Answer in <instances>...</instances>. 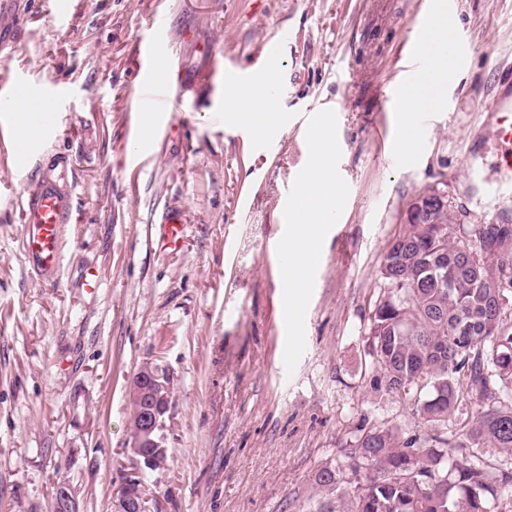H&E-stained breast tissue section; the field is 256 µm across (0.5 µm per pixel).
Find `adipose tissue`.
I'll return each mask as SVG.
<instances>
[{
    "label": "adipose tissue",
    "instance_id": "ef3b65f1",
    "mask_svg": "<svg viewBox=\"0 0 512 512\" xmlns=\"http://www.w3.org/2000/svg\"><path fill=\"white\" fill-rule=\"evenodd\" d=\"M448 35V11L438 7L432 14L429 43L432 47L427 71L411 86L406 99V114L402 121V138L408 146H416L418 129L412 115L438 106L448 85L450 61L446 53L437 50L436 45ZM264 92L257 86L247 90H234L226 93L224 105L227 112L238 121L246 123L261 132L268 133L278 128L280 123L279 105H271L265 111L254 109L256 98ZM318 134L322 141L319 156L320 174L307 193L305 202L295 209L288 231V258L292 275L287 282L288 303H295L300 291L305 287L309 274L317 258L315 245L323 230L326 209L337 203L339 192L334 176V142L332 125L327 119H320Z\"/></svg>",
    "mask_w": 512,
    "mask_h": 512
}]
</instances>
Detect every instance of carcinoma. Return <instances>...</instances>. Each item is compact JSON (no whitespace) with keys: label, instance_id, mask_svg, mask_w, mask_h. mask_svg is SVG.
Returning <instances> with one entry per match:
<instances>
[{"label":"carcinoma","instance_id":"carcinoma-1","mask_svg":"<svg viewBox=\"0 0 512 512\" xmlns=\"http://www.w3.org/2000/svg\"><path fill=\"white\" fill-rule=\"evenodd\" d=\"M448 215L407 224L385 255L388 284L368 328L372 387L402 397L425 430L391 425L362 431L312 481L323 500L313 512H491L512 487V471L493 473L473 455L451 460L445 440L427 430L448 424L461 388L477 406L466 433L475 448L512 456V328L504 323L512 292V224L462 229L469 261ZM448 262L437 283L432 266Z\"/></svg>","mask_w":512,"mask_h":512}]
</instances>
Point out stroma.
Masks as SVG:
<instances>
[{
  "label": "stroma",
  "mask_w": 512,
  "mask_h": 512,
  "mask_svg": "<svg viewBox=\"0 0 512 512\" xmlns=\"http://www.w3.org/2000/svg\"><path fill=\"white\" fill-rule=\"evenodd\" d=\"M70 2L60 20L54 0H23V33L0 52L1 78L67 91L25 158L16 124L0 128V512H50L61 480L80 512H113L138 470L128 386L146 361L172 388L170 459L140 470L148 512H298L318 497L314 471L361 430L419 429L406 402L372 389L366 355L409 204L436 188L460 224H512L489 111L512 73V0H455L450 27L467 48L408 161L391 154L388 96L417 0ZM269 40L285 121L257 140L226 120L221 70L256 75ZM142 41L170 56L178 110L142 95ZM327 113L341 197L291 343L286 190L310 161L307 120ZM143 132L150 147L134 153ZM58 155L71 163V215L49 287L22 252L21 200ZM172 209L186 221L177 251L158 242Z\"/></svg>",
  "instance_id": "35a3bbf8"
}]
</instances>
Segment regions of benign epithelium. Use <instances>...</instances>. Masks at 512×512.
<instances>
[{
  "label": "benign epithelium",
  "mask_w": 512,
  "mask_h": 512,
  "mask_svg": "<svg viewBox=\"0 0 512 512\" xmlns=\"http://www.w3.org/2000/svg\"><path fill=\"white\" fill-rule=\"evenodd\" d=\"M451 211L448 195L428 191L417 196L405 212L404 223L413 224L426 217ZM170 380L159 365L143 363L133 376L129 394L136 398L138 408L131 415V442L127 452L144 468L154 470L163 465L167 453L163 430L170 407ZM52 512H80L77 497L69 483L63 481L51 503ZM114 512H145L140 475H130L123 482L114 500Z\"/></svg>",
  "instance_id": "1"
}]
</instances>
